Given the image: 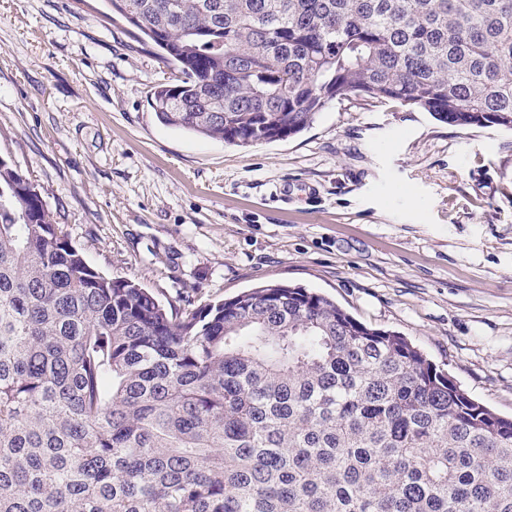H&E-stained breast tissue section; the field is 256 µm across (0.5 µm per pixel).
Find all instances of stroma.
<instances>
[{
  "instance_id": "35a3bbf8",
  "label": "stroma",
  "mask_w": 512,
  "mask_h": 512,
  "mask_svg": "<svg viewBox=\"0 0 512 512\" xmlns=\"http://www.w3.org/2000/svg\"><path fill=\"white\" fill-rule=\"evenodd\" d=\"M173 77L105 0H0V157L87 262L178 307L323 292L512 417V131L353 98L243 148L158 121Z\"/></svg>"
}]
</instances>
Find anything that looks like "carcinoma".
I'll return each instance as SVG.
<instances>
[{
    "mask_svg": "<svg viewBox=\"0 0 512 512\" xmlns=\"http://www.w3.org/2000/svg\"><path fill=\"white\" fill-rule=\"evenodd\" d=\"M170 127L248 147L334 103L512 130V0H109ZM0 512H512V418L271 283L198 307L88 264L0 158Z\"/></svg>",
    "mask_w": 512,
    "mask_h": 512,
    "instance_id": "1",
    "label": "carcinoma"
}]
</instances>
